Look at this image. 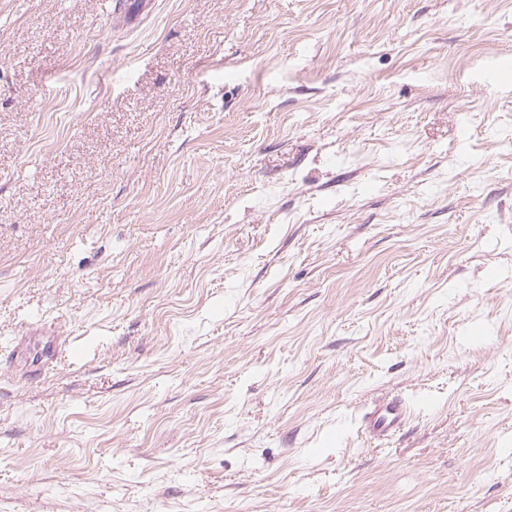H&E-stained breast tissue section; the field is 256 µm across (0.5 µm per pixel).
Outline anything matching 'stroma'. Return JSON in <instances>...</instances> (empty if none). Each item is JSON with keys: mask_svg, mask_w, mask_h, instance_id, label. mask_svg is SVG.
<instances>
[{"mask_svg": "<svg viewBox=\"0 0 512 512\" xmlns=\"http://www.w3.org/2000/svg\"><path fill=\"white\" fill-rule=\"evenodd\" d=\"M10 340L0 512H512V0H0ZM411 407L401 397H392L368 406L361 415V431L370 440L390 441L397 435Z\"/></svg>", "mask_w": 512, "mask_h": 512, "instance_id": "1", "label": "stroma"}]
</instances>
